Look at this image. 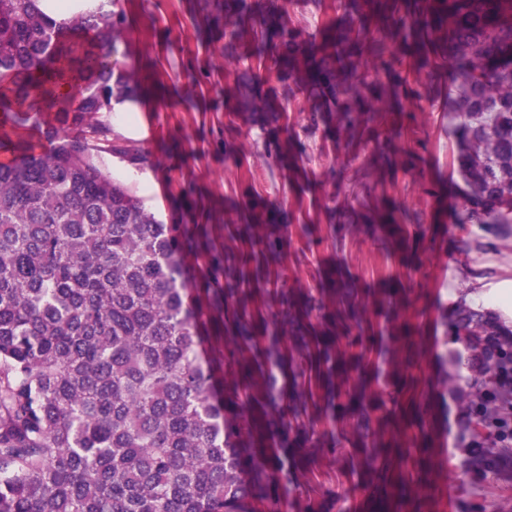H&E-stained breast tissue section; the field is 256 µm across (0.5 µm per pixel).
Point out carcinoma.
<instances>
[{
	"label": "carcinoma",
	"mask_w": 512,
	"mask_h": 512,
	"mask_svg": "<svg viewBox=\"0 0 512 512\" xmlns=\"http://www.w3.org/2000/svg\"><path fill=\"white\" fill-rule=\"evenodd\" d=\"M111 4L61 25L34 0H0V512H277L288 463L312 446L360 454L377 485L420 500L428 406L456 379L436 341L440 392L421 389L406 292L371 300L338 269L314 292L284 276L268 287L288 232L275 210L249 208L240 246L208 260L224 353L200 356L211 305L188 299L190 228L160 223L102 167L99 114L139 87L112 61L126 18ZM224 40L228 60L254 58L280 84L246 91L242 111L280 118L292 83L349 142L404 111L423 70L450 71L458 223L512 224V0H347L317 43L279 0H224ZM363 222L409 248L399 211ZM382 316L383 381L360 370ZM449 333L470 353L473 376L453 392L478 433L512 411V325L461 301ZM509 455L505 437L480 441L472 464Z\"/></svg>",
	"instance_id": "obj_1"
}]
</instances>
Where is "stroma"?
I'll use <instances>...</instances> for the list:
<instances>
[{"mask_svg": "<svg viewBox=\"0 0 512 512\" xmlns=\"http://www.w3.org/2000/svg\"><path fill=\"white\" fill-rule=\"evenodd\" d=\"M344 0H288L294 25L314 37L335 23ZM126 26L113 56L136 72L144 91L133 107L138 124L122 112L102 120L113 145L125 155L107 154V174L127 184L158 220L185 224L223 247L230 225L241 223L245 202L254 199L284 212L290 245L282 263L288 282L319 286L318 272L337 266L357 288L378 298L386 289L406 288L407 317L426 336L443 333L446 313L458 300L483 308L482 296L512 283V235L501 237L480 224L448 222L435 250L407 267L390 245L344 224L359 222L365 206L388 200L406 208L428 229L437 177L447 180V207L458 204L455 124L448 107L456 95L447 74L423 77L410 107L413 130L392 116L356 149L338 144L312 104L297 97L279 124L264 126L236 113L233 88L241 66L224 64V0H120ZM291 139L301 152L299 170L265 157L273 139ZM392 144L403 163L391 181L366 176ZM429 479L446 488L445 505L428 512H512V458L488 470L468 464L471 435L456 399L448 401V422L436 425ZM307 479L293 485L279 512H366L364 478L343 460L312 450Z\"/></svg>", "mask_w": 512, "mask_h": 512, "instance_id": "obj_1", "label": "stroma"}]
</instances>
